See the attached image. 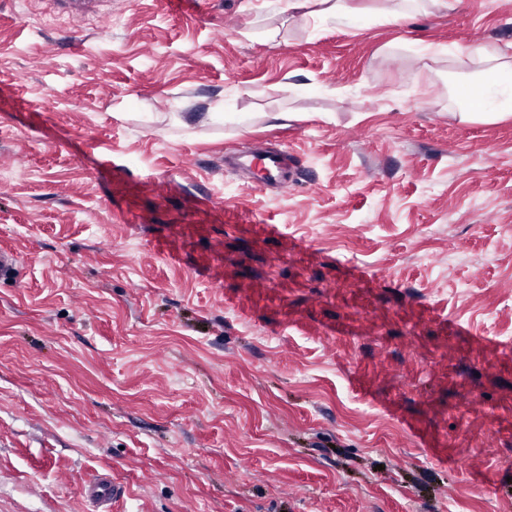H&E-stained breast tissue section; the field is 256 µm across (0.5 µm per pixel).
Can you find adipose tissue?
<instances>
[{"label":"adipose tissue","instance_id":"adipose-tissue-1","mask_svg":"<svg viewBox=\"0 0 512 512\" xmlns=\"http://www.w3.org/2000/svg\"><path fill=\"white\" fill-rule=\"evenodd\" d=\"M288 9L299 16L311 29H318L328 19L352 20L355 9L347 0H288ZM478 55L491 64L489 73L478 74L471 81L480 93V108L471 112L468 98L460 97L454 109L463 120L477 119L495 122L512 116V42L506 45H486Z\"/></svg>","mask_w":512,"mask_h":512}]
</instances>
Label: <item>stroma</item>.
Masks as SVG:
<instances>
[{"mask_svg": "<svg viewBox=\"0 0 512 512\" xmlns=\"http://www.w3.org/2000/svg\"><path fill=\"white\" fill-rule=\"evenodd\" d=\"M349 3L0 0V512H512V0ZM288 9L316 31L327 19L352 21L355 8L347 0H289ZM392 5L383 10L385 14L393 17L403 18L414 7L418 6L422 9L427 7L439 8L443 10L453 9L457 0H394L391 1ZM478 56L482 60L495 62L490 67L491 74L479 73L471 80L469 86L480 91V108L470 112V100L458 97L454 110L448 112L459 116L461 120L477 119L484 122H496L512 116V42L504 46L485 45L480 48ZM236 165L244 169H257L261 172L260 185L265 189L286 190L302 180L301 171L288 151L257 149L242 152L236 157ZM120 493V488L106 476L91 481L85 488L86 497L99 505H106L111 502L113 505Z\"/></svg>", "mask_w": 512, "mask_h": 512, "instance_id": "35a3bbf8", "label": "stroma"}]
</instances>
